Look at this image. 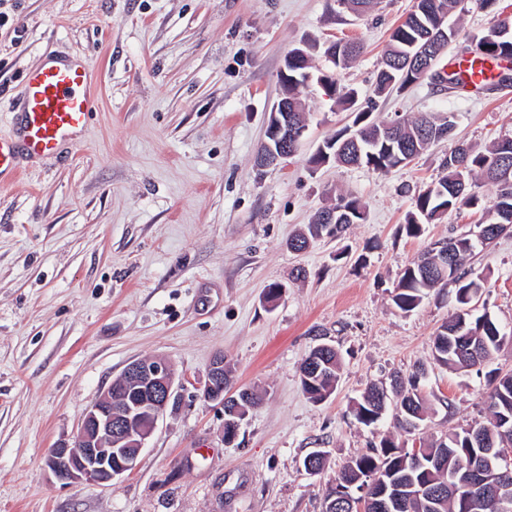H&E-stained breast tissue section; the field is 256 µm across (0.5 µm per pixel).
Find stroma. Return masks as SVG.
<instances>
[{
    "label": "stroma",
    "instance_id": "obj_1",
    "mask_svg": "<svg viewBox=\"0 0 512 512\" xmlns=\"http://www.w3.org/2000/svg\"><path fill=\"white\" fill-rule=\"evenodd\" d=\"M412 4L380 0L358 16L337 0H0V135L12 133L8 106L44 53L86 60L96 99L77 143L0 183V512H323L346 461L374 437L408 439L390 411L375 428L360 424L354 402L418 369L430 405L421 437L485 419L484 371L433 357L453 288L408 313L392 295L425 246L482 222L462 208L420 237L401 229L455 141L483 149L512 137V86L467 95L428 75L375 94L383 49ZM462 5L439 67L512 22V0ZM338 39L363 45L335 72L359 106L379 121L453 115L454 140L386 174L311 167L353 120L312 87L297 153L257 170L286 55L308 44L326 71L325 44ZM340 193L361 200L365 222L292 251L289 239ZM469 265L484 283L479 311L512 331V234L476 247ZM275 283L283 294L271 304ZM323 343L340 354V379L316 403L299 366ZM219 353L235 387L262 396L230 444L223 407L202 398ZM145 357L172 365L176 391L137 467L104 486L55 482L49 449L73 440L112 380ZM316 450L325 465L312 475L303 460Z\"/></svg>",
    "mask_w": 512,
    "mask_h": 512
}]
</instances>
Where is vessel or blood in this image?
I'll return each mask as SVG.
<instances>
[{"instance_id": "obj_1", "label": "vessel or blood", "mask_w": 512, "mask_h": 512, "mask_svg": "<svg viewBox=\"0 0 512 512\" xmlns=\"http://www.w3.org/2000/svg\"><path fill=\"white\" fill-rule=\"evenodd\" d=\"M94 75L79 59L45 56L28 68L22 96L13 101L10 137L0 136V179L16 177L22 159H45L81 135L95 107Z\"/></svg>"}]
</instances>
